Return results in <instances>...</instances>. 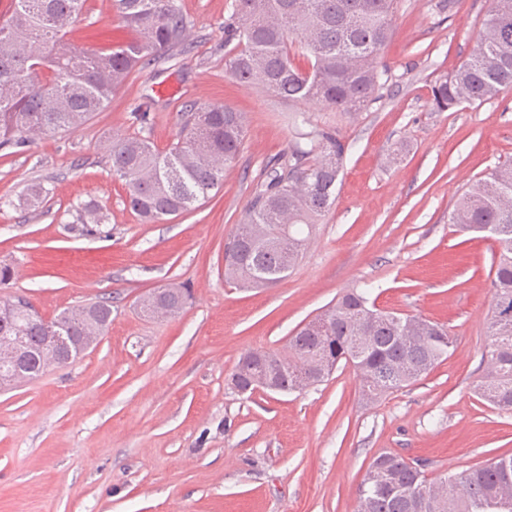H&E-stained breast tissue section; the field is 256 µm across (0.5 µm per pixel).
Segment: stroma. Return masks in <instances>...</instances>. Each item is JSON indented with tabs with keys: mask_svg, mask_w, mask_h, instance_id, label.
I'll use <instances>...</instances> for the list:
<instances>
[{
	"mask_svg": "<svg viewBox=\"0 0 512 512\" xmlns=\"http://www.w3.org/2000/svg\"><path fill=\"white\" fill-rule=\"evenodd\" d=\"M231 0H179L187 48L134 73L75 131L30 150L0 151V299L26 296L46 319L103 298L112 323L72 363L0 389V512H358V488L383 451L424 461L429 480L512 455V414L473 387L487 374L497 245L450 222L460 194L512 161V89L447 112L431 87L476 45L492 0H401L380 62L379 99L354 115L303 111L345 146L336 203L302 259L269 288L224 278V243L267 165L288 150L294 105L234 84L224 69ZM112 0H88L70 30L105 50L132 39ZM151 98L150 121L131 111ZM221 101L248 119L224 187L195 211L143 224L127 208L106 147L143 131L161 149L186 106ZM51 187L41 209L19 206L31 183ZM94 202L104 221L76 231ZM193 299L176 316H143L139 301L171 285ZM376 308L446 324L447 360L416 383L368 398L352 364L292 393L234 392L251 350L282 349L350 289Z\"/></svg>",
	"mask_w": 512,
	"mask_h": 512,
	"instance_id": "35a3bbf8",
	"label": "stroma"
}]
</instances>
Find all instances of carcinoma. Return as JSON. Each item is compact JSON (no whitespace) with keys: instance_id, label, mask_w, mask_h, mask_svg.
Segmentation results:
<instances>
[{"instance_id":"1","label":"carcinoma","mask_w":512,"mask_h":512,"mask_svg":"<svg viewBox=\"0 0 512 512\" xmlns=\"http://www.w3.org/2000/svg\"><path fill=\"white\" fill-rule=\"evenodd\" d=\"M0 12V150L17 152L37 139L82 126L103 110L136 71L173 57L187 44L190 25L178 0H113L135 37L106 53L80 48L68 38L88 0H8ZM399 0H232L224 19V67L233 82L293 104L314 102L329 112H360L375 100L387 69L377 58L394 33ZM308 67L294 63L296 51ZM512 88V0H493L476 47L467 61L431 88L439 112L483 103ZM288 159L281 158L257 187L242 224L224 244V277L244 288L274 284L302 257L315 225L336 201L344 168L337 132L319 128L306 115L293 121ZM246 136L244 113L212 102L183 111L177 141L165 150L141 136L112 137V175L124 181L129 208L156 224L195 208L224 185ZM51 194L42 183L27 187L22 203L37 210ZM462 230L490 234L497 244L493 264L494 309L487 326L491 370L477 385L478 397L512 412V165H503L464 192L450 215ZM288 225V242L275 235ZM141 312L170 305L181 311L191 294L182 287L148 295ZM15 311L0 318V336L24 351L22 363L0 362V386L44 373L29 354L44 331L31 319L23 297L0 300ZM321 330L301 327L282 352H271L282 369L273 377L280 392L295 390L301 373L354 362L368 395L400 390L448 358L447 326L419 316H401L368 305L364 293L343 294L317 315ZM60 336H83L112 323V305L89 303L58 315ZM263 367L237 364L240 391ZM512 495V455L451 477L429 481L421 465L382 452L359 486L360 512H490L491 502Z\"/></svg>"}]
</instances>
